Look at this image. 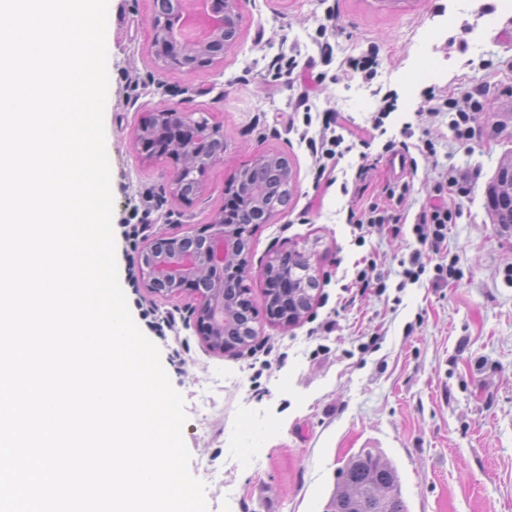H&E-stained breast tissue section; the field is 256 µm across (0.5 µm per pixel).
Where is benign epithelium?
I'll return each instance as SVG.
<instances>
[{"label": "benign epithelium", "mask_w": 512, "mask_h": 512, "mask_svg": "<svg viewBox=\"0 0 512 512\" xmlns=\"http://www.w3.org/2000/svg\"><path fill=\"white\" fill-rule=\"evenodd\" d=\"M211 18L217 23L216 30L224 35L220 43L208 41L203 50L186 53L180 57H156L163 69H173L192 75L205 68L223 62L224 52L238 39L243 17L239 0H210ZM180 0H167L171 10L170 22L152 19V35L163 34L166 39L180 46L179 24L176 13ZM167 120L175 138L190 147L189 155L175 156L155 147L145 137L144 128L156 113H149L135 132V140L149 157L169 158L172 170L167 181L169 192L177 197L184 175H190L198 185H203L205 171L218 163V159L207 151L209 131L202 130L203 114L183 112L177 108L160 111ZM249 236V230L241 224L224 223V211H219L212 220L195 232L179 237L159 236L146 247L140 258V277L143 287L158 294H172L188 289L199 297L195 323L207 344L220 352L238 348L234 343L224 342L219 329L224 324V281L237 274H245L249 267L250 250L236 246L239 238ZM274 260H269L261 269L267 289L288 287V276L271 273Z\"/></svg>", "instance_id": "7a95c632"}]
</instances>
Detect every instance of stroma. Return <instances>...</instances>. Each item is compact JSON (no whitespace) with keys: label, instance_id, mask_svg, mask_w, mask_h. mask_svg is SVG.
Returning a JSON list of instances; mask_svg holds the SVG:
<instances>
[{"label":"stroma","instance_id":"obj_1","mask_svg":"<svg viewBox=\"0 0 512 512\" xmlns=\"http://www.w3.org/2000/svg\"><path fill=\"white\" fill-rule=\"evenodd\" d=\"M152 9L153 0H109L113 234L119 282L142 332L150 330L142 310L176 318L156 344L185 401L189 471L205 484L208 512H325L339 468L363 450L397 469L408 512H512V232L493 224L486 206L489 183L512 158V0H240L238 43L219 68L192 76L158 73ZM292 46L301 53L293 82L274 81L269 63ZM373 47L377 75L367 83L348 60ZM313 71L325 81L311 84ZM306 84L314 121L336 112L345 131L363 137L386 115L385 136L367 154H346L330 185L315 184L309 152L290 129L289 104ZM432 85L486 88L470 147L455 142L447 120L422 114ZM169 107L205 113L224 129V158L189 206L168 192V164L133 143L145 113ZM407 127L435 146L403 175L408 215L426 205L440 170L455 168L465 182L448 197L460 218L440 252L426 251L431 265L420 280L405 285L401 262L419 247L412 224L360 241L347 213L392 181L383 145ZM263 153L287 158L291 198L253 231L244 284L257 333L239 353L221 354L196 333L197 298L132 285L128 266L156 236L208 223L232 177ZM148 197V228L129 247L122 225ZM289 249L311 255L318 286L308 317L286 329L265 316L259 270ZM366 260L387 288L356 299L349 286ZM452 261L458 278L435 283L434 264ZM330 320L335 329L323 332ZM262 345L284 362L262 370Z\"/></svg>","mask_w":512,"mask_h":512}]
</instances>
